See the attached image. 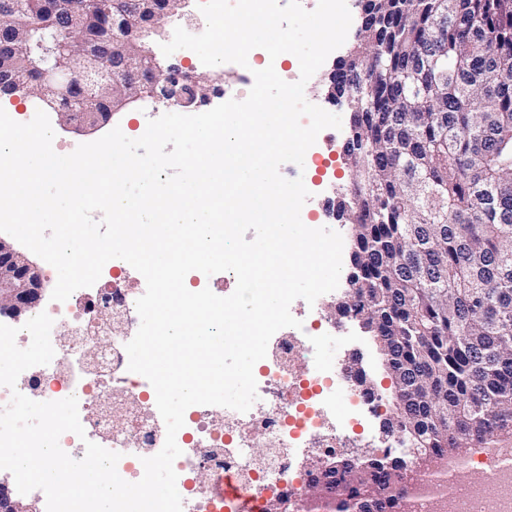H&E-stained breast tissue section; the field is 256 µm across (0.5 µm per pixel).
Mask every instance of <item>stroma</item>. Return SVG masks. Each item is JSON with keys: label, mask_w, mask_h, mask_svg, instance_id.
<instances>
[{"label": "stroma", "mask_w": 512, "mask_h": 512, "mask_svg": "<svg viewBox=\"0 0 512 512\" xmlns=\"http://www.w3.org/2000/svg\"><path fill=\"white\" fill-rule=\"evenodd\" d=\"M346 4L353 17L346 43L333 51L307 82L305 94L308 102L324 107L326 111L339 115L344 120L349 117L346 104L327 103L325 92L327 74L335 62L348 54L351 44L356 41L361 24L356 0H346ZM169 61L182 70L206 75L212 81L217 91L211 94L207 102L211 108L230 99H245L253 86V75L250 70L234 63H227L219 68L205 66L198 56L188 49L175 51L170 55ZM168 111L169 108L165 104L145 98L114 113L108 123L94 130H86L76 124L65 126L55 120L51 123L55 133L53 149L61 155L70 154L78 145L95 141L116 126L121 128L125 136L135 139L143 135L149 120L158 118ZM346 136V129H325L318 135L315 144L307 150L303 165L288 162L280 167V173L284 178H302L310 192L301 210L302 222L316 228L328 227L344 236L349 233L347 225L328 217L324 211V204L327 200L336 199L341 193L350 191L352 187V177L342 153ZM339 326L340 329L335 336H324L321 345L323 358L342 362L353 353H361L362 366L373 379L375 386L382 391L389 389L391 380L384 373L370 337L362 332L358 320L345 318L340 320Z\"/></svg>", "instance_id": "1"}]
</instances>
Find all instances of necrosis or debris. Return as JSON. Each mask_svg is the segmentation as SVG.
<instances>
[{
    "label": "necrosis or debris",
    "instance_id": "obj_1",
    "mask_svg": "<svg viewBox=\"0 0 512 512\" xmlns=\"http://www.w3.org/2000/svg\"><path fill=\"white\" fill-rule=\"evenodd\" d=\"M126 275L124 260H110L94 297L81 288L48 306L55 355L49 364L22 372L15 388L0 386V409L15 390L28 397L41 393L46 401L75 396L85 434L64 433L61 448L78 459L86 442H95L120 453L119 474L139 478L143 458L161 450L166 429L154 388L129 372L123 356L140 325L135 302L142 294L127 287ZM274 338L255 374L258 399L248 412L228 408L218 416L206 405L187 409L176 435L183 453L174 462L183 512H239L245 499L255 512H265L268 501L282 495L301 502L309 487L293 467L294 444L337 455L365 443L359 415L371 398L345 368L322 363L311 324L280 329ZM93 342L99 349L90 369L81 353ZM340 400L347 406L341 418ZM258 440L264 443L260 456L253 452ZM226 481L236 486V496L221 495ZM411 483L403 512H441L449 503L454 512H512V458L501 448H477L470 458L452 456L417 468Z\"/></svg>",
    "mask_w": 512,
    "mask_h": 512
}]
</instances>
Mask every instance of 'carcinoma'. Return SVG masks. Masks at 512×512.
Here are the masks:
<instances>
[{
  "mask_svg": "<svg viewBox=\"0 0 512 512\" xmlns=\"http://www.w3.org/2000/svg\"><path fill=\"white\" fill-rule=\"evenodd\" d=\"M0 18L19 36L20 77L59 48L80 64L98 0L70 29L40 0ZM366 24L329 90L355 113L347 154L354 226L350 309L366 322L402 401L387 427L418 456L483 448L512 432V0H359ZM112 47L143 58L150 36L113 31ZM406 461L352 456L316 500L334 512H395Z\"/></svg>",
  "mask_w": 512,
  "mask_h": 512,
  "instance_id": "obj_1",
  "label": "carcinoma"
}]
</instances>
